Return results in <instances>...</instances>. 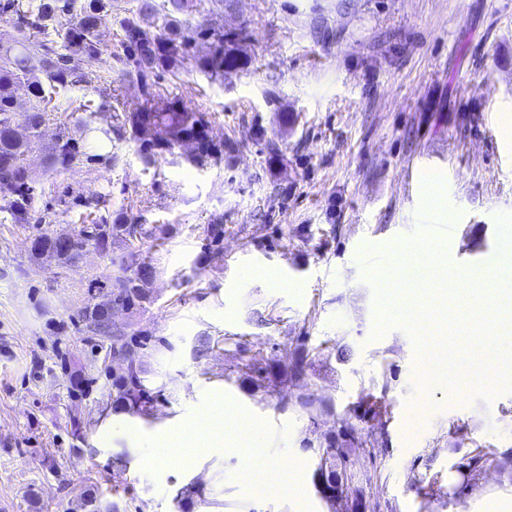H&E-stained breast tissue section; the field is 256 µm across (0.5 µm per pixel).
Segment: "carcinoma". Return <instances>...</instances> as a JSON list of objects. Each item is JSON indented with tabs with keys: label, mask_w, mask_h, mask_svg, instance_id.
<instances>
[{
	"label": "carcinoma",
	"mask_w": 512,
	"mask_h": 512,
	"mask_svg": "<svg viewBox=\"0 0 512 512\" xmlns=\"http://www.w3.org/2000/svg\"><path fill=\"white\" fill-rule=\"evenodd\" d=\"M189 0H139L132 15L119 18L122 36L119 51L103 53L101 28L112 22L114 0H0V18L13 21L17 37L8 46L0 45V212L13 224H36L42 221L37 194L31 186L24 156L41 149L50 168L69 167L82 155V144L67 119L59 122V130L50 143H43V127L48 120V104L58 91L86 88L97 83L112 82V62L121 64L125 76L138 85L139 107L114 115L117 124L104 131L121 137L130 133L139 142L143 159L156 162V157L171 153L181 142L195 144L194 160L202 163L222 150L207 133L209 120L203 112L169 101L160 93L156 78L162 71L178 69L187 58L190 38L178 24L177 15L184 12ZM197 35L207 44L208 52L198 58L201 71L219 77L242 66L239 43L244 29L216 31L202 27ZM96 59L100 69L86 73L81 61ZM25 86L28 102L21 109L16 104V88ZM81 224L73 230L66 247L57 244L53 232L45 231L34 239L33 256L49 252L58 263L73 265L88 245L108 253L117 242H130L147 235L143 224L125 220L109 221L98 217L92 202H79ZM156 268L151 263L120 262L113 271L112 282L101 291L100 300L87 303L81 318L94 332L112 337V354L128 358L123 369L112 372V406L143 418L153 415L158 392L149 386L147 369L137 359L149 337L127 323L115 325L100 315L104 306H118L130 313L151 303V288ZM309 413L328 414L332 405L325 400L299 398ZM363 416L382 421L388 413L386 400L371 396L360 404ZM353 431L343 429L326 438L313 473L315 488H323L331 505L357 512L349 505L346 491L348 472L352 467L346 446L355 443Z\"/></svg>",
	"instance_id": "carcinoma-1"
}]
</instances>
